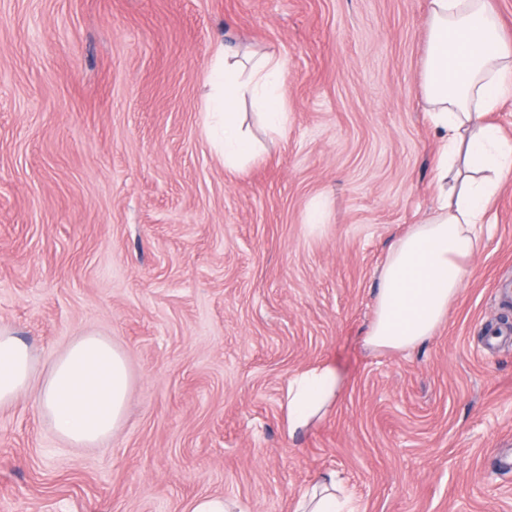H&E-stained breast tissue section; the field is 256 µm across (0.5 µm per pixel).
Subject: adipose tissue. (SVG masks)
Wrapping results in <instances>:
<instances>
[{"mask_svg": "<svg viewBox=\"0 0 512 512\" xmlns=\"http://www.w3.org/2000/svg\"><path fill=\"white\" fill-rule=\"evenodd\" d=\"M429 41L423 92L440 132L434 171L436 206L389 246L379 273L375 316L365 343L408 350L436 332L461 292L468 262L487 232L488 211L512 175V143L488 119L512 96V44L501 36L496 0H428ZM282 61L240 50H213L204 82L210 92L204 128L224 165L237 169L257 156L244 132L239 103L252 101L267 126L284 130ZM35 358L0 324V406L32 394L57 436L77 448L95 447L120 426L131 390L125 354L106 337H75L32 385ZM341 378L324 365L291 376L284 405L289 433L307 428L338 399ZM294 512H354L335 474L323 475L296 500Z\"/></svg>", "mask_w": 512, "mask_h": 512, "instance_id": "ef3b65f1", "label": "adipose tissue"}]
</instances>
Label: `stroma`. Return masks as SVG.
I'll list each match as a JSON object with an SVG mask.
<instances>
[{
	"label": "stroma",
	"mask_w": 512,
	"mask_h": 512,
	"mask_svg": "<svg viewBox=\"0 0 512 512\" xmlns=\"http://www.w3.org/2000/svg\"><path fill=\"white\" fill-rule=\"evenodd\" d=\"M428 0H0V321L34 383L84 332L127 356L110 440L0 407V512H293L336 472L359 512H512V181L448 319L373 350L378 271L435 206ZM285 63L256 161L203 130L216 40ZM337 403L289 434V378ZM233 504L220 495H206L196 498L188 512H234Z\"/></svg>",
	"instance_id": "obj_1"
}]
</instances>
